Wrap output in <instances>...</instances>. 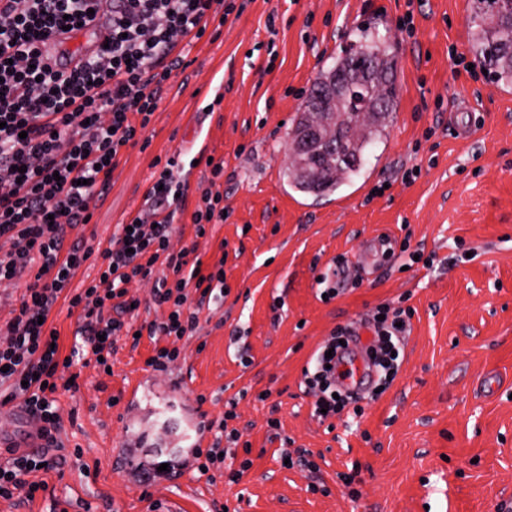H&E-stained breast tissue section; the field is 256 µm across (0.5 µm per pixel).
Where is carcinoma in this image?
Masks as SVG:
<instances>
[{
    "label": "carcinoma",
    "mask_w": 512,
    "mask_h": 512,
    "mask_svg": "<svg viewBox=\"0 0 512 512\" xmlns=\"http://www.w3.org/2000/svg\"><path fill=\"white\" fill-rule=\"evenodd\" d=\"M472 13L468 17L470 29L471 50L475 57L482 60L487 52L494 46L501 47L498 54L489 60L488 71L495 82L504 88L512 87V28L496 20V16L489 13L487 2L489 0H473ZM353 52L349 55H338L332 64L318 72L314 88L322 90L337 84L349 73L356 71V65L363 67L361 79L371 84H381L386 89V98L381 106H369L365 93H360L353 101L345 104H336V111L348 112L350 110L371 108L373 118L367 124V136L360 139H347L342 145L343 158L336 161V167L322 172L314 180L306 175V166L320 164L321 158L316 148L306 146L303 134L308 121L309 105L304 109L298 119L294 134L290 136L300 149V163L288 165L286 176L289 184L300 192L322 197L330 195L342 185L344 176L358 171L363 164L366 148L381 135L382 130L378 123L379 117L395 110L398 91L392 80L394 59L390 55L389 37L382 36L366 29L356 34Z\"/></svg>",
    "instance_id": "obj_1"
}]
</instances>
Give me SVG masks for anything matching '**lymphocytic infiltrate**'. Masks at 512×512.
Wrapping results in <instances>:
<instances>
[{"label": "lymphocytic infiltrate", "mask_w": 512, "mask_h": 512, "mask_svg": "<svg viewBox=\"0 0 512 512\" xmlns=\"http://www.w3.org/2000/svg\"><path fill=\"white\" fill-rule=\"evenodd\" d=\"M103 3L110 23L106 47L74 68L66 64L68 50L55 61L43 55L42 44L63 27L75 32L88 25ZM234 10L233 0H0V240L10 244L0 255V284L36 270L0 329V384L50 436L62 428L60 396L79 389L71 380L73 356L56 347L60 336L50 315L58 301L77 312V333L92 356L108 358L118 340H132L136 332L139 299L129 292L132 282H151V304L164 312L147 324L148 335L175 342L196 332L214 290L224 286L223 261L204 265L192 245L170 251L173 222L188 191L178 151L154 158L145 192L149 212L130 217L101 252L65 239L69 230L90 223L95 196L108 189L122 149L138 144L164 86L184 65L185 46L223 27ZM95 253L102 259L97 276L85 288H72L77 270ZM162 260L168 273L159 271ZM376 312L377 340L369 351L387 387L402 365L396 352L410 311L384 303ZM350 334L349 326H337L303 369L314 411L331 418L360 407L359 397L336 392ZM237 418L230 408L221 419L203 421L214 440L193 456L197 467L231 484L253 464L238 455ZM59 464L43 450L0 459V498L21 493L34 500L44 487L38 471Z\"/></svg>", "instance_id": "1"}]
</instances>
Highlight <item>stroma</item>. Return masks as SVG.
Returning <instances> with one entry per match:
<instances>
[{
    "label": "stroma",
    "mask_w": 512,
    "mask_h": 512,
    "mask_svg": "<svg viewBox=\"0 0 512 512\" xmlns=\"http://www.w3.org/2000/svg\"><path fill=\"white\" fill-rule=\"evenodd\" d=\"M467 0H235L216 39L187 46L143 133L123 150L110 188L95 199L90 223L68 242L98 249L120 224L145 210L155 157L206 151L223 162L210 183L206 164L188 179L175 218L172 252L196 244L204 264L224 262L227 292L198 333L178 341L168 371L145 364L155 343L118 342L111 372L88 363L76 317L57 303L51 319L64 353L81 365L76 393L60 396L65 460L44 473L35 500L0 498V512H150L151 501L176 512H499L512 507V91L456 76L449 51L468 53ZM415 9L413 34L397 35L400 99L385 137L369 146L361 170L322 199L297 192L285 176L289 134L318 71L356 29L396 28ZM222 94L213 115L204 99ZM469 125L458 140L449 125ZM418 165L413 183L403 168ZM389 182L383 196L371 187ZM224 195L227 216L207 237L194 236L192 214L208 185ZM434 256L433 268L381 262L372 276L347 270L377 245L402 242ZM335 273L338 295L323 301L316 279ZM407 296L413 308L401 368L384 393L363 400L364 415L319 421L302 370L334 328L361 327L379 304ZM269 400H259L262 391ZM140 409H130V395ZM194 414L222 417L236 401V427L252 467L239 483L209 482L187 468L172 480L159 461L182 450L174 429L147 413L156 396ZM276 416L283 437L270 438ZM147 433L135 475L124 470L123 443ZM309 450L312 474L285 468L280 446ZM361 469L362 496L351 500L338 478ZM96 472L84 473V465ZM315 482L325 492L312 491ZM151 500H143V491Z\"/></svg>",
    "instance_id": "35a3bbf8"
}]
</instances>
